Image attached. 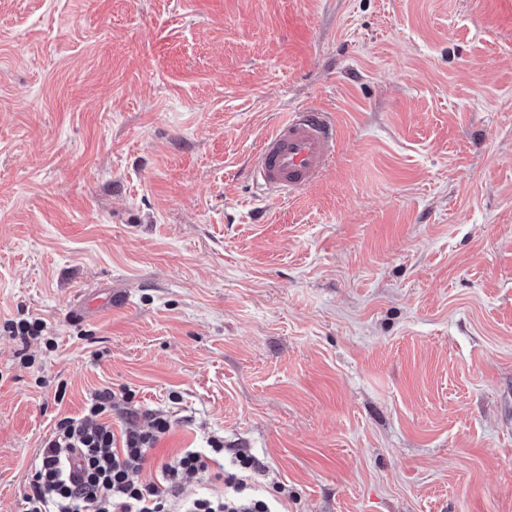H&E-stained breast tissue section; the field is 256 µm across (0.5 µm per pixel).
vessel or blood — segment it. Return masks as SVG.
I'll use <instances>...</instances> for the list:
<instances>
[{"instance_id":"b4317fda","label":"vessel or blood","mask_w":512,"mask_h":512,"mask_svg":"<svg viewBox=\"0 0 512 512\" xmlns=\"http://www.w3.org/2000/svg\"><path fill=\"white\" fill-rule=\"evenodd\" d=\"M336 146L329 113L305 107L285 113L255 152L251 176L268 191H302L321 178Z\"/></svg>"}]
</instances>
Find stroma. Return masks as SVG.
<instances>
[{
  "label": "stroma",
  "instance_id": "1",
  "mask_svg": "<svg viewBox=\"0 0 512 512\" xmlns=\"http://www.w3.org/2000/svg\"><path fill=\"white\" fill-rule=\"evenodd\" d=\"M107 387L177 411L138 482L218 434L275 512H512V0H0V512ZM336 146L330 113L305 107L287 112L260 143L250 173L265 190L291 195L321 178Z\"/></svg>",
  "mask_w": 512,
  "mask_h": 512
}]
</instances>
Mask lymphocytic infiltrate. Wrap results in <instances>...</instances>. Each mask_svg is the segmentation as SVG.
I'll return each mask as SVG.
<instances>
[{
    "mask_svg": "<svg viewBox=\"0 0 512 512\" xmlns=\"http://www.w3.org/2000/svg\"><path fill=\"white\" fill-rule=\"evenodd\" d=\"M128 392L92 394L81 416L65 417L40 445L22 512H271L264 500L248 496L237 473L213 471L224 457V439L210 436L208 453L187 449L162 465L154 481L129 477L175 424L173 415L151 414L144 425L114 433L111 416ZM223 481L217 497L181 498L183 478Z\"/></svg>",
    "mask_w": 512,
    "mask_h": 512,
    "instance_id": "f902f5d3",
    "label": "lymphocytic infiltrate"
}]
</instances>
